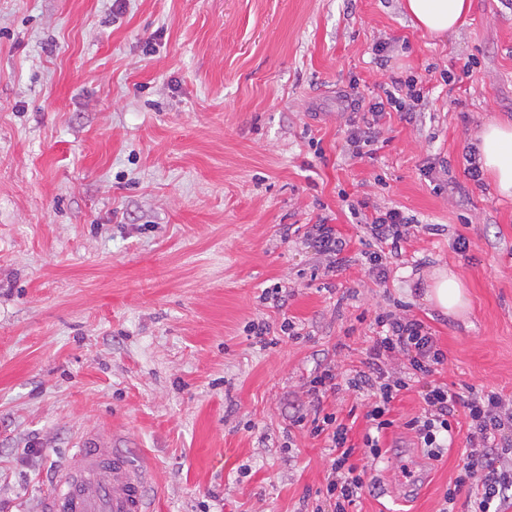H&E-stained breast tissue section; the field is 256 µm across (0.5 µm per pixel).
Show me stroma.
<instances>
[{
    "label": "stroma",
    "instance_id": "stroma-1",
    "mask_svg": "<svg viewBox=\"0 0 512 512\" xmlns=\"http://www.w3.org/2000/svg\"><path fill=\"white\" fill-rule=\"evenodd\" d=\"M404 3L0 0V512H40L90 431L148 466L151 512H303L329 466L292 424L309 376L363 369L397 301L446 355L434 380L512 396V197L464 173L480 127L512 123V0H472L440 39ZM409 77L412 116L388 111L384 147L347 156ZM351 200L415 218L385 280L362 259L327 273L306 236L324 221L361 251ZM438 267L464 312L425 300ZM421 408L403 392L351 512H442L467 434L428 458L404 427ZM400 84L401 86H396ZM406 88L405 97L409 98L413 102H419L423 97L422 89H416V82L414 79L410 78L402 82L396 83L393 87V91L386 90V103L379 101L374 105L370 106L369 112L371 113L372 120L366 121L365 129L356 127L351 130L348 138H347V150L354 157H362V155L366 154L364 152V148L370 146L371 144L378 143L381 137V131L376 129V125H378V121L380 117L386 112V105L390 108H393L396 112H410V108H407L406 100L403 97V94L399 92H403L402 86ZM398 92V94H396ZM398 95V96H397Z\"/></svg>",
    "mask_w": 512,
    "mask_h": 512
}]
</instances>
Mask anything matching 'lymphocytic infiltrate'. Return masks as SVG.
Listing matches in <instances>:
<instances>
[{
  "instance_id": "obj_1",
  "label": "lymphocytic infiltrate",
  "mask_w": 512,
  "mask_h": 512,
  "mask_svg": "<svg viewBox=\"0 0 512 512\" xmlns=\"http://www.w3.org/2000/svg\"><path fill=\"white\" fill-rule=\"evenodd\" d=\"M404 86L406 92L401 96L387 91L385 101L370 106L371 122L351 130L347 150L352 156H362L365 147L379 142L381 133L374 122L386 108L403 112L408 102L421 100L423 93L415 80H406ZM409 223V217L396 208L376 210L365 222L364 256L378 278H386L391 259L401 255ZM375 323L379 332L367 352L365 370L343 379L333 366L316 368L306 390L311 409L294 416L296 426L325 439L330 456L326 485L312 512H350L367 487L357 455L381 458L380 438L395 426L394 403L402 391L418 381L423 384L420 396L424 407L419 415L406 420L404 427L414 435L419 447L425 448L428 457L441 459L453 447L455 412L460 405L467 410L469 442L487 450L486 455L472 458L463 468L454 488L447 490L445 502L453 503L458 489L465 487L474 512H501L502 505L512 497V470L500 466L502 458L512 456V396L494 390L462 394L431 382L434 368L444 362L445 354L423 321L389 310L379 313ZM399 355L407 358L408 373L395 377L387 371L385 362ZM344 389L372 399L364 415L366 428L362 437H355L353 423L324 407L325 400Z\"/></svg>"
}]
</instances>
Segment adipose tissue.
Returning a JSON list of instances; mask_svg holds the SVG:
<instances>
[{
	"mask_svg": "<svg viewBox=\"0 0 512 512\" xmlns=\"http://www.w3.org/2000/svg\"><path fill=\"white\" fill-rule=\"evenodd\" d=\"M471 7V0H406L415 27L437 39L462 26ZM474 147L483 170L494 178L498 192L512 196V124H486L477 134ZM426 298L448 315L459 314L468 303L462 280L446 268L431 272Z\"/></svg>",
	"mask_w": 512,
	"mask_h": 512,
	"instance_id": "ef3b65f1",
	"label": "adipose tissue"
}]
</instances>
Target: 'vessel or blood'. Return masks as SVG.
<instances>
[{"mask_svg": "<svg viewBox=\"0 0 512 512\" xmlns=\"http://www.w3.org/2000/svg\"><path fill=\"white\" fill-rule=\"evenodd\" d=\"M147 467L113 436L89 433L42 499V512H150Z\"/></svg>", "mask_w": 512, "mask_h": 512, "instance_id": "vessel-or-blood-1", "label": "vessel or blood"}]
</instances>
